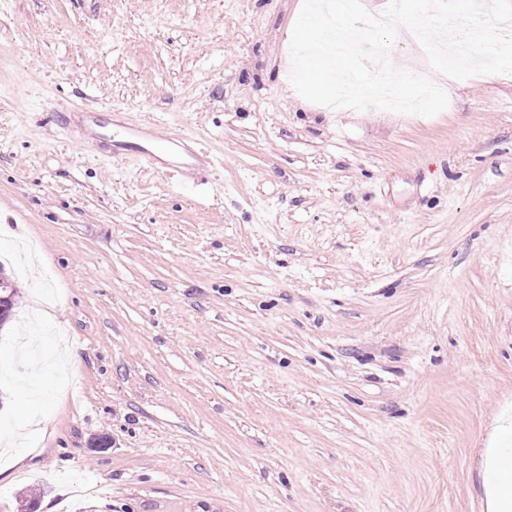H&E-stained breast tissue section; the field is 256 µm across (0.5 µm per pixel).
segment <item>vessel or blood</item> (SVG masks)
<instances>
[{
  "instance_id": "vessel-or-blood-1",
  "label": "vessel or blood",
  "mask_w": 512,
  "mask_h": 512,
  "mask_svg": "<svg viewBox=\"0 0 512 512\" xmlns=\"http://www.w3.org/2000/svg\"><path fill=\"white\" fill-rule=\"evenodd\" d=\"M120 134L126 145L150 164H157L164 152H176V161L170 163L172 173L180 179L199 178L212 164L211 157L200 156L189 146V140L163 130L154 123H140L122 127Z\"/></svg>"
}]
</instances>
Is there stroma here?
<instances>
[{
    "label": "stroma",
    "mask_w": 512,
    "mask_h": 512,
    "mask_svg": "<svg viewBox=\"0 0 512 512\" xmlns=\"http://www.w3.org/2000/svg\"><path fill=\"white\" fill-rule=\"evenodd\" d=\"M303 2L0 0V512H488L512 74L428 71L432 117L311 103ZM74 106L217 167L178 187Z\"/></svg>",
    "instance_id": "35a3bbf8"
}]
</instances>
